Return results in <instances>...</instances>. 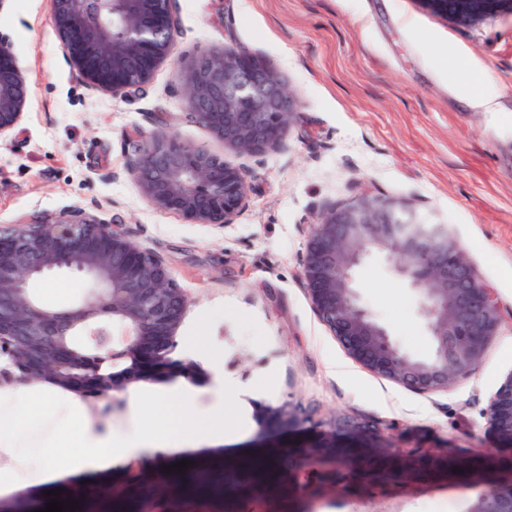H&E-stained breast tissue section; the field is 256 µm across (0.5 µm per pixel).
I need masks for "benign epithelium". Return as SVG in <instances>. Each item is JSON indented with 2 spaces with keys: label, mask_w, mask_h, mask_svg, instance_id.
Listing matches in <instances>:
<instances>
[{
  "label": "benign epithelium",
  "mask_w": 512,
  "mask_h": 512,
  "mask_svg": "<svg viewBox=\"0 0 512 512\" xmlns=\"http://www.w3.org/2000/svg\"><path fill=\"white\" fill-rule=\"evenodd\" d=\"M428 2L469 18L493 0ZM52 14L80 75L105 92L144 87L175 51L172 0H52ZM178 76L190 103L189 117L224 141V147L252 154L284 144L296 101L264 60L227 47L198 56ZM26 95L27 76L11 44L0 39V136L19 122ZM128 174L151 204L198 223H229L247 196L241 168L170 134L150 135ZM373 253L385 255L394 274L420 296L427 356L404 352L359 303L353 273ZM61 269L79 273L90 297L108 314L91 320L81 304L67 311L38 306L31 283ZM303 280L317 315L355 362L421 393L446 390L473 372L499 326L492 289L448 225L427 223L393 199L364 194L322 214L308 234ZM20 301L25 311L15 316V332L48 340L68 336L79 325L86 350L99 358L112 355V329L121 327L123 350L134 366L114 378V393L157 377L193 383L210 378L200 363L173 356L176 331L190 302L170 270L112 225L80 209L0 227V314ZM486 417L490 428L512 442V369L490 397ZM255 419L268 437L289 428L295 414L284 405L260 404ZM295 460L317 467L314 478L288 487V497L308 503L304 512H316L319 500L358 483L375 493L390 484L432 481L484 486L469 512H512V457L462 464L450 454L338 447L332 440L288 449V463Z\"/></svg>",
  "instance_id": "7a95c632"
}]
</instances>
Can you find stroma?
Masks as SVG:
<instances>
[{"instance_id":"obj_1","label":"stroma","mask_w":512,"mask_h":512,"mask_svg":"<svg viewBox=\"0 0 512 512\" xmlns=\"http://www.w3.org/2000/svg\"><path fill=\"white\" fill-rule=\"evenodd\" d=\"M173 58L142 91L110 94L77 73L51 0H0V39L29 78L19 123L0 137V226L77 207L112 223L172 273L191 304L176 333L205 337L225 378L254 402L289 405L283 447L328 437L334 420L365 422L340 447L417 448L466 460L503 442L484 410L512 370V5L471 21L424 0H176ZM233 46L272 65L298 99L282 148L240 155L188 115L177 71ZM491 72L503 111L462 99L455 61ZM163 132L243 167L246 203L219 227L155 208L128 168L143 136ZM401 200L447 224L497 298L500 325L482 363L445 391L421 394L353 362L319 321L302 279L311 224L362 193ZM362 306L406 352L429 350L418 296L381 255L356 271ZM59 307L81 300L79 274L35 281ZM26 390L0 393L19 447L70 451L65 412L22 419ZM477 489L423 486L376 498L358 490L320 512H468Z\"/></svg>"}]
</instances>
